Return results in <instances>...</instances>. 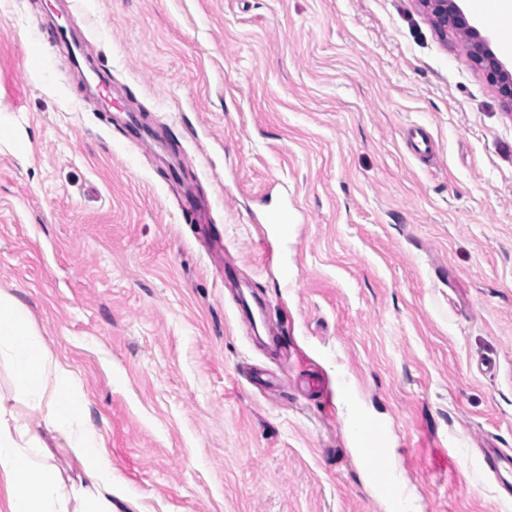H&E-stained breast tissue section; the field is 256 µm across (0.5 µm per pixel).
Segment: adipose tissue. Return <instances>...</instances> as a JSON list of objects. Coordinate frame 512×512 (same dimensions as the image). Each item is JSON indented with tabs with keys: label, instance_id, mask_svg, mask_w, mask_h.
Masks as SVG:
<instances>
[{
	"label": "adipose tissue",
	"instance_id": "ef3b65f1",
	"mask_svg": "<svg viewBox=\"0 0 512 512\" xmlns=\"http://www.w3.org/2000/svg\"><path fill=\"white\" fill-rule=\"evenodd\" d=\"M0 360L11 369V396L0 395V512H112V461L99 430L86 417L73 371L49 354L31 315L0 291ZM46 409L48 437L18 419L10 397ZM61 442L80 463L85 484L66 486L47 462L48 440Z\"/></svg>",
	"mask_w": 512,
	"mask_h": 512
}]
</instances>
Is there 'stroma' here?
<instances>
[{
  "label": "stroma",
  "instance_id": "1",
  "mask_svg": "<svg viewBox=\"0 0 512 512\" xmlns=\"http://www.w3.org/2000/svg\"><path fill=\"white\" fill-rule=\"evenodd\" d=\"M63 3L0 0V290L115 512H380L343 373L418 512H512L483 464L512 453V109L461 32L417 0ZM59 22L88 60L36 68Z\"/></svg>",
  "mask_w": 512,
  "mask_h": 512
}]
</instances>
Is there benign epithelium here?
Here are the masks:
<instances>
[{"label": "benign epithelium", "instance_id": "obj_1", "mask_svg": "<svg viewBox=\"0 0 512 512\" xmlns=\"http://www.w3.org/2000/svg\"><path fill=\"white\" fill-rule=\"evenodd\" d=\"M417 2L441 35H447L450 28L462 30L469 35L474 45L477 63L494 85L501 101L512 107V72L504 67L478 29L469 23L458 0H417Z\"/></svg>", "mask_w": 512, "mask_h": 512}]
</instances>
